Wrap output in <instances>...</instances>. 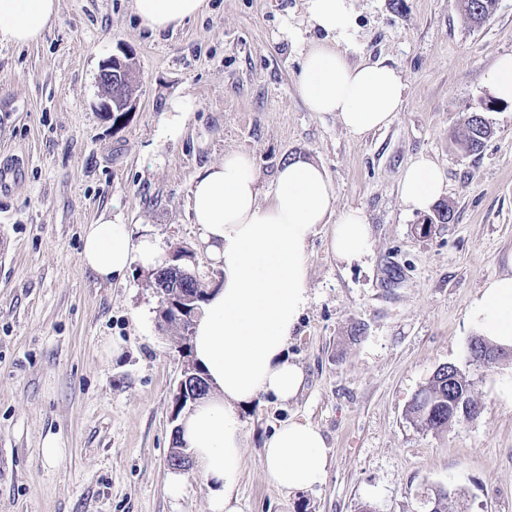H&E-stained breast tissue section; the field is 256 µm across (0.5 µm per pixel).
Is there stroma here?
<instances>
[{
    "label": "stroma",
    "instance_id": "1",
    "mask_svg": "<svg viewBox=\"0 0 512 512\" xmlns=\"http://www.w3.org/2000/svg\"><path fill=\"white\" fill-rule=\"evenodd\" d=\"M353 9L349 62L395 67L405 81L392 122L363 137L297 93L301 53L318 36L306 0H204L195 19L159 34L132 0H59L38 42L0 45V163H23L21 183L0 191V512H208L213 487L196 467L170 487L184 332L162 320L151 271L136 265L104 284L79 252L84 225L104 215L133 240L186 251V266L215 286L189 188L229 151L252 155L266 191L289 161L321 165L337 212L362 210L372 237L347 268L328 227L307 244L310 301L288 346L304 388L239 410L243 512H430L441 489L454 494L452 512H512V401L501 392L512 356L470 362L467 322L512 251V104L483 109L485 74L512 54V0L476 28L457 0ZM125 55L135 105L108 117L100 66ZM177 98L192 110L178 137H162ZM478 110L494 134L469 154L455 133ZM419 156L445 175L452 223L426 225L402 203L400 174ZM108 342L119 354L104 355ZM448 363L480 410L429 430L407 408ZM295 416L321 429L329 474L288 493L266 482L263 443ZM49 436L62 446L54 460L42 452Z\"/></svg>",
    "mask_w": 512,
    "mask_h": 512
}]
</instances>
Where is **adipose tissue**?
<instances>
[{
  "label": "adipose tissue",
  "instance_id": "ef3b65f1",
  "mask_svg": "<svg viewBox=\"0 0 512 512\" xmlns=\"http://www.w3.org/2000/svg\"><path fill=\"white\" fill-rule=\"evenodd\" d=\"M202 5L203 0H134L133 10L158 34L178 29L200 14ZM58 6L59 0H0V43L39 40ZM306 10L321 32L303 51L296 83L309 111L335 113L359 137L387 126L401 108L404 78L384 64L348 62L351 0H306ZM274 184V191L263 195L252 156L231 151L223 162L202 167L190 189L199 240L223 273L192 326V355L210 391L179 422L183 444L214 486L210 512H241L244 434L238 406L262 395L288 401L304 384V373L289 360L287 348L310 301L309 240L319 225H329V250L347 267L370 248L365 214L336 213L335 190L320 165L286 163ZM444 188L442 171L423 156L400 178L402 202L412 212L428 211ZM166 262L150 239L133 241L128 225L102 219L83 229L80 263L101 282L124 279L136 263L157 268ZM503 265L471 299L467 320L477 335L512 350V251ZM263 461L274 488L289 492L320 486L328 472L324 435L308 419L291 418L265 440Z\"/></svg>",
  "mask_w": 512,
  "mask_h": 512
}]
</instances>
